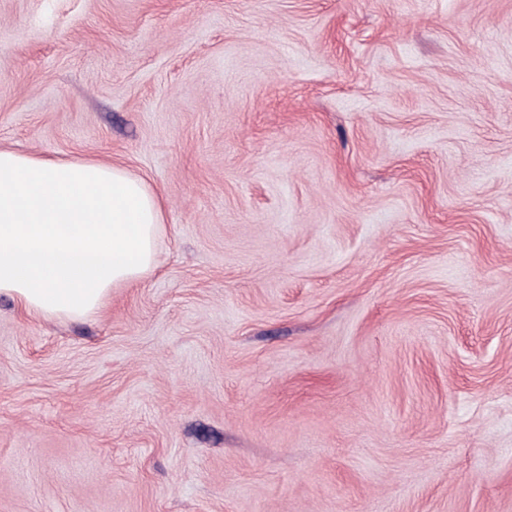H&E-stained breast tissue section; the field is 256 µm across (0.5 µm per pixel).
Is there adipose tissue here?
<instances>
[{"mask_svg": "<svg viewBox=\"0 0 512 512\" xmlns=\"http://www.w3.org/2000/svg\"><path fill=\"white\" fill-rule=\"evenodd\" d=\"M162 195L124 167L0 150V296L26 313L84 319L151 273Z\"/></svg>", "mask_w": 512, "mask_h": 512, "instance_id": "obj_1", "label": "adipose tissue"}]
</instances>
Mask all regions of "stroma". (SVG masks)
<instances>
[{
	"label": "stroma",
	"instance_id": "obj_1",
	"mask_svg": "<svg viewBox=\"0 0 512 512\" xmlns=\"http://www.w3.org/2000/svg\"><path fill=\"white\" fill-rule=\"evenodd\" d=\"M0 149L166 199L0 298V512H512V0H0Z\"/></svg>",
	"mask_w": 512,
	"mask_h": 512
}]
</instances>
